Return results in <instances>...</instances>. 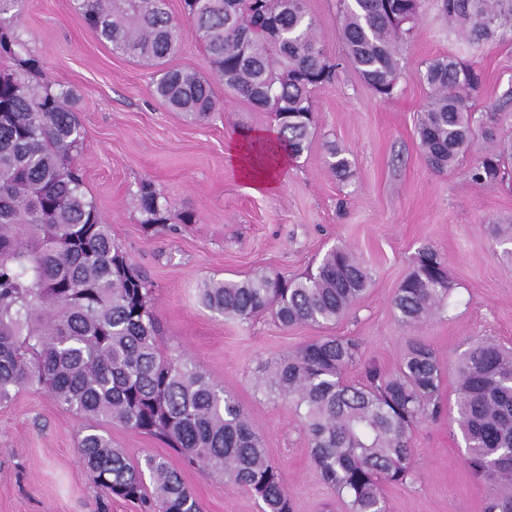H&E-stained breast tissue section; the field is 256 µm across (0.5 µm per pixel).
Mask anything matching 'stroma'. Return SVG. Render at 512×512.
<instances>
[{
  "label": "stroma",
  "instance_id": "obj_1",
  "mask_svg": "<svg viewBox=\"0 0 512 512\" xmlns=\"http://www.w3.org/2000/svg\"><path fill=\"white\" fill-rule=\"evenodd\" d=\"M308 9L321 45L340 67L335 82L313 95L309 149L289 161L272 194L255 192L224 154L231 137L272 127L269 113L220 84L214 87L219 109L207 118L171 110L152 93L154 66L98 40L76 0H23L14 27L42 62L48 82L77 96L85 131L77 165L86 193L152 285L161 348L183 355L235 396L280 467L293 512L347 508L320 478L292 405L259 381L269 361L325 336L358 343L359 360L345 374L350 381L362 380L368 365L394 371L412 339L427 344L444 368L445 411L414 429L410 477L381 488L387 512H486L488 486L468 466L457 422L454 361L476 339L512 348V261L491 232L493 225L512 223V175L495 187L469 177L485 126L512 138V121L490 120L512 88V40L469 43L449 28L440 0H422L420 18L401 45L396 88L383 99L343 61L339 0H308ZM448 55L483 72L469 101L480 123L474 151L436 172L417 130L428 95L421 73L427 62ZM331 145L352 162L346 180L325 164ZM145 182L169 202L166 226L157 233L144 232L136 204ZM185 213L194 223L182 222ZM337 245L364 263L372 283L336 324L286 328L268 315L227 320L199 299V288L212 279L242 280L262 271L301 277ZM427 245L445 260L452 284L448 305L407 325L393 299ZM86 425L83 416L32 388L0 405V512H142L138 502L99 493L77 452ZM103 428L131 458L166 455L201 512H260L253 496L184 466L158 439L113 422Z\"/></svg>",
  "mask_w": 512,
  "mask_h": 512
}]
</instances>
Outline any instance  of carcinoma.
<instances>
[{
    "mask_svg": "<svg viewBox=\"0 0 512 512\" xmlns=\"http://www.w3.org/2000/svg\"><path fill=\"white\" fill-rule=\"evenodd\" d=\"M21 0H0V54L22 72L0 68V405L17 391H47L92 425L78 448L84 467L107 496L136 500L145 512H201L180 471L166 457L133 460L95 423L111 421L162 441L190 467H201L261 502V512H292L280 469L249 426L236 398L180 356L163 354L152 288L112 239L73 165L83 131L76 94L43 79L39 60L19 57L25 44L7 14ZM85 25L112 50L157 67L154 92L175 112L205 118L216 109L213 82L270 112L275 134L259 143L268 158L300 156L314 128L312 94L334 82L333 63L316 35L307 0H182L190 20L173 23L167 0H77ZM421 0H342L339 24L347 59L376 95L393 94L403 36ZM448 22L471 41L512 35V0H442ZM191 36L205 48L211 73L166 66ZM428 100L418 133L428 165L455 166L472 147L469 99L481 76L445 56L429 61ZM488 146L469 172L495 184L512 164V141ZM341 180L352 163L338 148L326 154ZM138 205L147 231L166 221L168 202L149 184ZM371 277L349 249L327 251L316 269L295 279L259 273L212 280L203 304L226 319L269 313L283 327L329 325L367 292ZM451 284L436 249L418 251L393 299L406 323L447 305ZM357 344L327 336L271 365L269 387L288 398L310 436L322 479L348 512H386L384 484L411 474L410 433L443 412V371L424 343L409 344L398 368L365 369L345 380ZM459 426L468 464L486 481V512H512V350L488 340L470 343L456 361ZM150 482H145V477Z\"/></svg>",
    "mask_w": 512,
    "mask_h": 512,
    "instance_id": "cac0c4a2",
    "label": "carcinoma"
}]
</instances>
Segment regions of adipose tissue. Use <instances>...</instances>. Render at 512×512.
Returning a JSON list of instances; mask_svg holds the SVG:
<instances>
[{
    "mask_svg": "<svg viewBox=\"0 0 512 512\" xmlns=\"http://www.w3.org/2000/svg\"><path fill=\"white\" fill-rule=\"evenodd\" d=\"M268 130L261 129L240 133L226 143L227 162L236 173L250 183L256 192L273 193L279 187L282 171L288 165L287 157H278L276 162L268 163L256 157L252 143L267 139Z\"/></svg>",
    "mask_w": 512,
    "mask_h": 512,
    "instance_id": "obj_1",
    "label": "adipose tissue"
}]
</instances>
